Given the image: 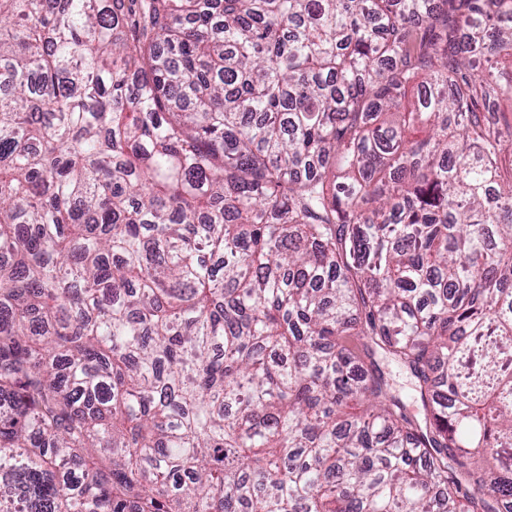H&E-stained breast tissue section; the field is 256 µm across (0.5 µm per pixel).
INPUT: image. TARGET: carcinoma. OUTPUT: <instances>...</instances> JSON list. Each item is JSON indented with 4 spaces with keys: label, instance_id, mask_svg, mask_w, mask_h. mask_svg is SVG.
<instances>
[{
    "label": "carcinoma",
    "instance_id": "1",
    "mask_svg": "<svg viewBox=\"0 0 512 512\" xmlns=\"http://www.w3.org/2000/svg\"><path fill=\"white\" fill-rule=\"evenodd\" d=\"M505 98L512 0H0V512H512Z\"/></svg>",
    "mask_w": 512,
    "mask_h": 512
}]
</instances>
